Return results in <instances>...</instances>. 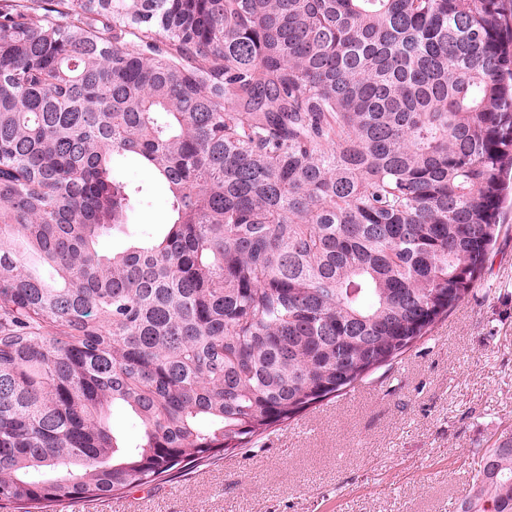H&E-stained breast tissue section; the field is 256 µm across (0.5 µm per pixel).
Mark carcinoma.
Masks as SVG:
<instances>
[{"instance_id":"cac0c4a2","label":"carcinoma","mask_w":512,"mask_h":512,"mask_svg":"<svg viewBox=\"0 0 512 512\" xmlns=\"http://www.w3.org/2000/svg\"><path fill=\"white\" fill-rule=\"evenodd\" d=\"M170 222L110 254L148 189ZM512 168V0L0 6V506L246 448L481 277ZM125 410L133 439L116 432ZM458 512H512V433ZM118 166L126 178L150 186L151 198L149 203L135 215L133 219L134 224L125 230L126 234L117 233L101 239L99 247L106 252L112 251V248H121L127 240V234L138 233L145 228L159 229L162 224L168 222L170 217L166 203V191L154 181L152 174L148 170L131 160H121Z\"/></svg>"}]
</instances>
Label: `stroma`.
<instances>
[{"label":"stroma","mask_w":512,"mask_h":512,"mask_svg":"<svg viewBox=\"0 0 512 512\" xmlns=\"http://www.w3.org/2000/svg\"><path fill=\"white\" fill-rule=\"evenodd\" d=\"M119 168L151 198L128 233L101 239L106 252L169 220L152 174ZM501 224L468 297L391 368L251 447L80 499L84 512H455L475 453L512 431V205Z\"/></svg>","instance_id":"stroma-1"}]
</instances>
